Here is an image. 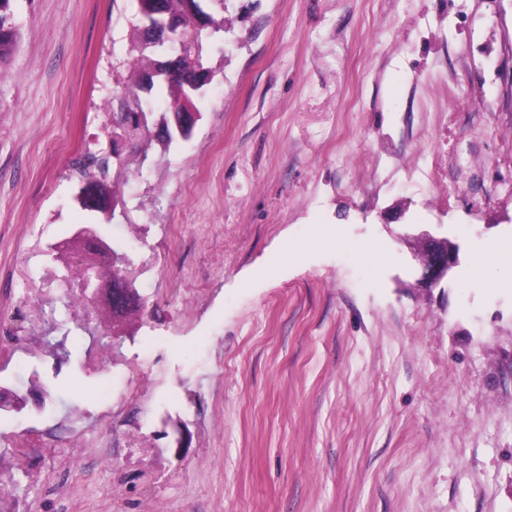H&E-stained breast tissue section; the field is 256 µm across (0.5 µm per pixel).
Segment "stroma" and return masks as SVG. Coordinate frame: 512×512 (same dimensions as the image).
Listing matches in <instances>:
<instances>
[{
  "label": "stroma",
  "mask_w": 512,
  "mask_h": 512,
  "mask_svg": "<svg viewBox=\"0 0 512 512\" xmlns=\"http://www.w3.org/2000/svg\"><path fill=\"white\" fill-rule=\"evenodd\" d=\"M0 65V306L20 335L65 339L39 370L53 411L142 391L112 439L111 499L70 474L39 512H512V0H224L214 77L189 140L136 142L105 221L76 199V158L105 154L133 81L137 0H13ZM433 161L434 182L407 172ZM460 263L417 284L406 224ZM99 225L147 305L91 369L70 316L75 270L49 253ZM11 2L12 0H0V20L2 22V18H5L8 15H11V21H13V13L11 11ZM3 8V10H2ZM15 27L8 33L0 32V64L6 62L13 53L17 50L21 33L20 29L14 23Z\"/></svg>",
  "instance_id": "35a3bbf8"
}]
</instances>
